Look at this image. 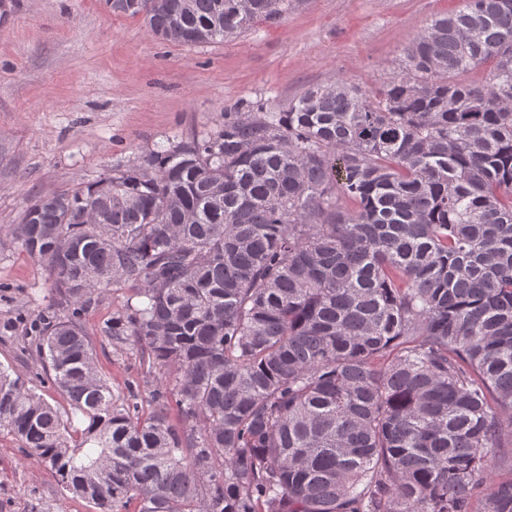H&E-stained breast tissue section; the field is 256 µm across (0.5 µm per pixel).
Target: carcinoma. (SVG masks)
I'll list each match as a JSON object with an SVG mask.
<instances>
[{
	"label": "carcinoma",
	"instance_id": "cac0c4a2",
	"mask_svg": "<svg viewBox=\"0 0 512 512\" xmlns=\"http://www.w3.org/2000/svg\"><path fill=\"white\" fill-rule=\"evenodd\" d=\"M222 42L293 0H106ZM490 63L481 82L456 77ZM37 196L8 234L54 305L0 432L98 512H512V0L432 20L379 89L338 79ZM140 347L149 412L99 375L84 312ZM173 399L184 421L167 423ZM109 288L111 290L108 295L90 308L83 317L89 332H99L102 326L112 320V316L123 309L131 295L128 286L123 284H113Z\"/></svg>",
	"mask_w": 512,
	"mask_h": 512
}]
</instances>
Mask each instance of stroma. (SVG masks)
<instances>
[{
	"mask_svg": "<svg viewBox=\"0 0 512 512\" xmlns=\"http://www.w3.org/2000/svg\"><path fill=\"white\" fill-rule=\"evenodd\" d=\"M463 0H296L277 25L226 42L177 45L105 0H0V368L27 380L65 420L83 418L33 374L41 316L54 311L44 265L7 234L34 197L92 182L151 150L203 135L225 113L263 102L285 111L342 77L378 88L431 19ZM112 285L85 315L100 374L146 400L153 384L133 343L99 331L121 311ZM0 512H97L21 442L0 432Z\"/></svg>",
	"mask_w": 512,
	"mask_h": 512,
	"instance_id": "stroma-1",
	"label": "stroma"
}]
</instances>
